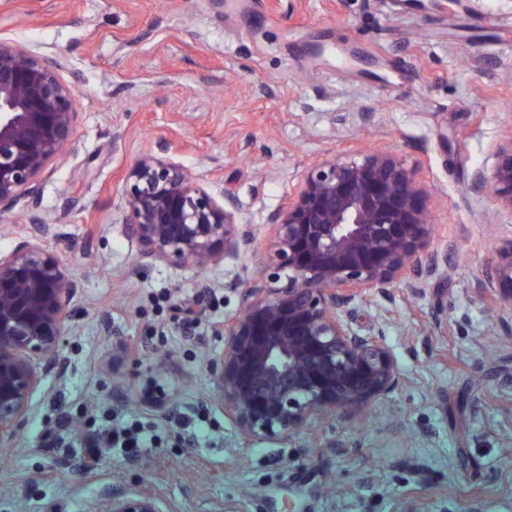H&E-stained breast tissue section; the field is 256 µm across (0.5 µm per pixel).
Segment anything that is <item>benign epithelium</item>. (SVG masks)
Returning a JSON list of instances; mask_svg holds the SVG:
<instances>
[{
    "instance_id": "benign-epithelium-1",
    "label": "benign epithelium",
    "mask_w": 512,
    "mask_h": 512,
    "mask_svg": "<svg viewBox=\"0 0 512 512\" xmlns=\"http://www.w3.org/2000/svg\"><path fill=\"white\" fill-rule=\"evenodd\" d=\"M61 62L0 38V213L36 225L0 253V452L16 445L34 391L61 372L59 347L75 320L77 285L49 249L37 214L40 184L63 159L77 121ZM470 190L512 215V135ZM122 223L137 267L157 262L205 270L250 245L234 202L216 197L182 165L153 154L127 171ZM273 236L259 284L218 326L224 349L209 361L205 402L247 441L291 440L323 419L386 400L401 372L383 333L354 328L356 306L402 285L417 292L446 276L429 249L436 228L427 193L401 156L370 148L313 163L269 220ZM491 306L512 315V240L494 250ZM106 512H161L158 498L114 489Z\"/></svg>"
}]
</instances>
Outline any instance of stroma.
I'll use <instances>...</instances> for the list:
<instances>
[{"label": "stroma", "mask_w": 512, "mask_h": 512, "mask_svg": "<svg viewBox=\"0 0 512 512\" xmlns=\"http://www.w3.org/2000/svg\"><path fill=\"white\" fill-rule=\"evenodd\" d=\"M0 37L61 59L74 94L40 216L82 311L64 374L41 382L0 454V512H94L115 488L163 512H512V318L491 317L482 276L512 216L467 188L512 131V0H0ZM367 147L431 188L448 276L359 305L356 329L384 330L402 374L369 416L245 441L205 403L215 326L237 313L305 170ZM163 152L235 198L253 249L137 272L123 176ZM443 296L448 333L434 336ZM196 300L201 314L182 313ZM160 399L172 413L151 409ZM136 420L151 446L90 448Z\"/></svg>", "instance_id": "obj_1"}]
</instances>
